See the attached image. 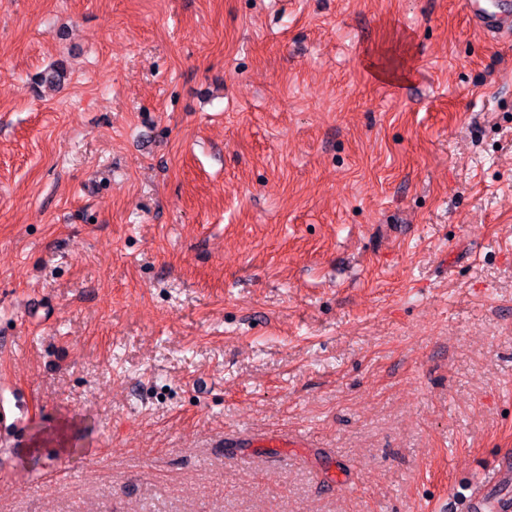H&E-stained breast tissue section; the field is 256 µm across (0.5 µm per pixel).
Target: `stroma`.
Here are the masks:
<instances>
[{"label":"stroma","mask_w":512,"mask_h":512,"mask_svg":"<svg viewBox=\"0 0 512 512\" xmlns=\"http://www.w3.org/2000/svg\"><path fill=\"white\" fill-rule=\"evenodd\" d=\"M0 407V512H448L512 449V40L0 0Z\"/></svg>","instance_id":"35a3bbf8"}]
</instances>
